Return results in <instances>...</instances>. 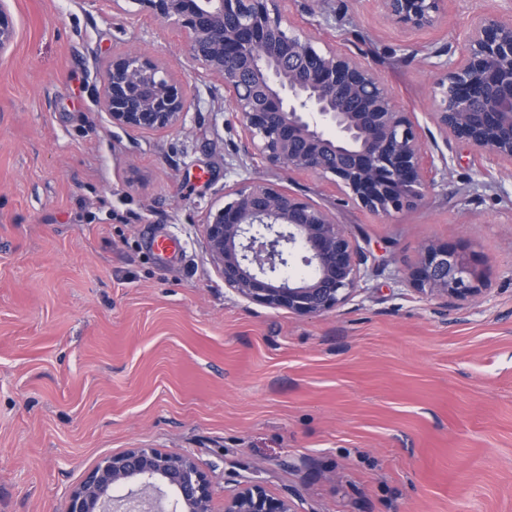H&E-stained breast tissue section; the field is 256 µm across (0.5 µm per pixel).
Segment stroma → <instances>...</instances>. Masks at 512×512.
<instances>
[{
  "mask_svg": "<svg viewBox=\"0 0 512 512\" xmlns=\"http://www.w3.org/2000/svg\"><path fill=\"white\" fill-rule=\"evenodd\" d=\"M0 60V512H61L127 448L194 458L225 493L259 483L298 512H512V166L445 141L434 51L458 57L472 16L447 0L407 32L376 0H284L290 22L368 64L448 169L384 220L326 180L244 154L220 80L178 30L130 0H10ZM159 60L192 105L181 128L112 126V52ZM270 181L335 215L361 253L351 299L302 318L224 286L203 243L225 186ZM176 242L171 257L155 240ZM429 243L485 273L455 306L410 283ZM7 2L0 1V59L6 56L17 38V27Z\"/></svg>",
  "mask_w": 512,
  "mask_h": 512,
  "instance_id": "35a3bbf8",
  "label": "stroma"
}]
</instances>
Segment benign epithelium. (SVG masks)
<instances>
[{
    "instance_id": "obj_1",
    "label": "benign epithelium",
    "mask_w": 512,
    "mask_h": 512,
    "mask_svg": "<svg viewBox=\"0 0 512 512\" xmlns=\"http://www.w3.org/2000/svg\"><path fill=\"white\" fill-rule=\"evenodd\" d=\"M0 0V59L17 27ZM283 0H132L176 25L189 59L224 85L239 116L245 154L289 172L328 178L358 206L387 220L421 199L438 169L419 126L394 103L373 69L334 47L320 49L283 13ZM404 29L438 23L446 0H377ZM431 117L445 139L512 164V21L482 15L463 36L460 57L440 64ZM102 107L112 125L158 132L189 111L182 83L132 48L106 63ZM206 252L224 287L271 309L320 316L345 303L361 278V256L333 214L273 182L224 188L204 222ZM308 268L292 276L295 262ZM415 289L466 304L483 291V272L460 247L428 244L412 273ZM152 512L165 491L170 512H211L210 481L196 462L156 448L103 457L66 497L63 512H108L113 492ZM224 512H296L294 503L247 484L224 498Z\"/></svg>"
}]
</instances>
